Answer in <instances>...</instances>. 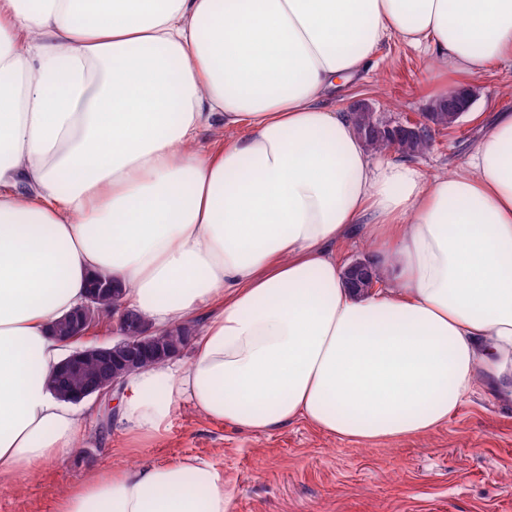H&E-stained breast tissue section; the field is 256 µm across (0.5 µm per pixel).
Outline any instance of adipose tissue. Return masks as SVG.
I'll return each mask as SVG.
<instances>
[{"label":"adipose tissue","instance_id":"adipose-tissue-1","mask_svg":"<svg viewBox=\"0 0 512 512\" xmlns=\"http://www.w3.org/2000/svg\"><path fill=\"white\" fill-rule=\"evenodd\" d=\"M392 41L476 75L512 61V0H0V475L75 448L54 327L99 277L159 331L208 313L189 366L119 383L134 444L185 407L372 442L488 377L512 398V115L450 175L369 150L327 100ZM358 226L362 293L336 256ZM55 512H225L224 472L114 467Z\"/></svg>","mask_w":512,"mask_h":512}]
</instances>
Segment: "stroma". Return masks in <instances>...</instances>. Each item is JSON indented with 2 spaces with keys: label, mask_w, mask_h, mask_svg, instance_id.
<instances>
[{
  "label": "stroma",
  "mask_w": 512,
  "mask_h": 512,
  "mask_svg": "<svg viewBox=\"0 0 512 512\" xmlns=\"http://www.w3.org/2000/svg\"><path fill=\"white\" fill-rule=\"evenodd\" d=\"M433 58L401 42L377 65L339 86L330 103L369 106L384 118L425 121L444 87L457 83ZM470 108L415 164L452 174L483 134L512 114V64L492 62L469 81ZM96 407L86 436L64 458L26 477L0 481V512H53L58 496L99 469L195 456L224 471L226 512H512V401L483 386L430 434L398 442L340 441L295 421L252 434L182 409L158 439L130 447L111 397Z\"/></svg>",
  "instance_id": "1"
}]
</instances>
